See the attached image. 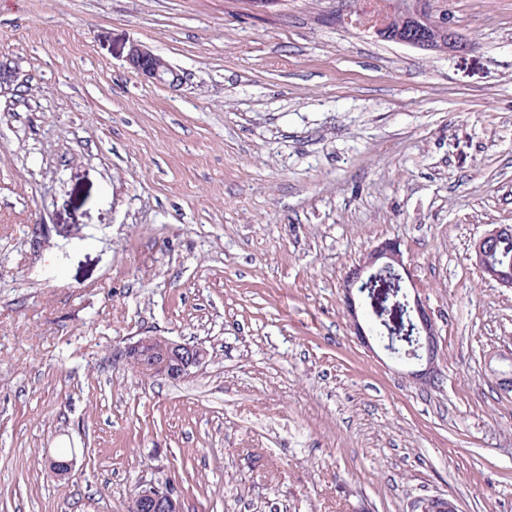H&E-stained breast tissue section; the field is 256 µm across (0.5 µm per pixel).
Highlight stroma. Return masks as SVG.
I'll return each instance as SVG.
<instances>
[{"label":"stroma","instance_id":"stroma-1","mask_svg":"<svg viewBox=\"0 0 512 512\" xmlns=\"http://www.w3.org/2000/svg\"><path fill=\"white\" fill-rule=\"evenodd\" d=\"M381 0H0V512H512V0H446L440 55ZM137 40L184 77L129 72ZM400 244L440 380L357 336L343 283ZM198 344L190 376L119 358ZM75 460L58 481L43 459ZM387 2L388 6L372 27L377 37L439 54L468 49L467 41L448 20L445 10L431 8L430 0ZM511 234V225H499L480 236L473 245L475 265L481 271L491 274L497 284L510 289L512 288V266L507 270L493 269L491 255L501 239ZM122 356L127 362H135L136 368L144 374L171 378L191 374L205 362L208 353L199 345L146 335L126 343ZM139 487L130 499L128 512H184L180 497L171 488L154 484Z\"/></svg>","mask_w":512,"mask_h":512}]
</instances>
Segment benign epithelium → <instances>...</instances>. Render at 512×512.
<instances>
[{
  "instance_id": "obj_1",
  "label": "benign epithelium",
  "mask_w": 512,
  "mask_h": 512,
  "mask_svg": "<svg viewBox=\"0 0 512 512\" xmlns=\"http://www.w3.org/2000/svg\"><path fill=\"white\" fill-rule=\"evenodd\" d=\"M373 33L386 41L403 44L439 54L460 53L468 49L467 41L448 20L443 10L430 7V0H390L383 14L373 26ZM124 61L127 69L140 77L170 88H178L183 78L170 64L160 60L147 46L130 41ZM512 234L511 225H499L480 236L473 245L475 265L494 278L502 287L512 288V266L506 270L493 268L491 255L501 239ZM406 264L400 244L385 240L367 253L363 263L350 271L344 281V303L353 320L354 330L362 340L375 335L372 326H363L359 320L358 305L365 304L366 312H374L365 294V288L379 274H393L404 283L400 271ZM403 308L410 327L419 339L417 351L410 353L415 369L410 375L420 381H433L437 376V331L429 310L420 297H410L401 287ZM122 356L142 373L164 377L183 376L203 364L207 351L199 345L172 340L165 336L146 335L125 344ZM75 459H61L48 455L45 469L56 479L70 475ZM128 512H184V505L172 489L154 484L142 485L129 502Z\"/></svg>"
}]
</instances>
